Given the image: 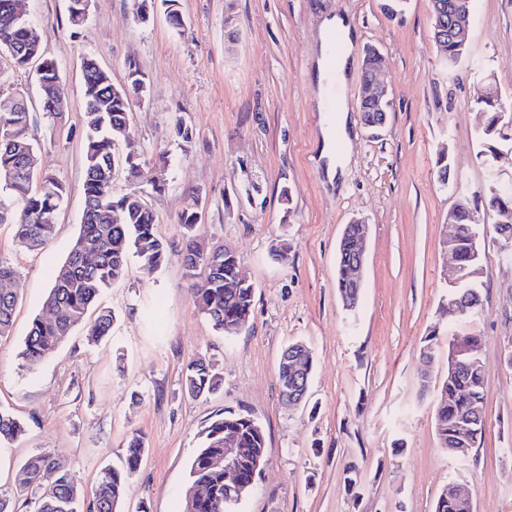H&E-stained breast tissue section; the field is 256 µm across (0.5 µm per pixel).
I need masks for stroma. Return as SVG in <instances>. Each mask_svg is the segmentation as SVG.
I'll return each mask as SVG.
<instances>
[{
	"label": "stroma",
	"mask_w": 512,
	"mask_h": 512,
	"mask_svg": "<svg viewBox=\"0 0 512 512\" xmlns=\"http://www.w3.org/2000/svg\"><path fill=\"white\" fill-rule=\"evenodd\" d=\"M69 0H21L43 30L45 57L69 92L57 118L43 112L34 68L0 62V93H21L39 143V167L66 188L53 235L41 249L19 245L0 224V260L16 271L10 336L0 338V408L25 424L0 445V487L21 464L50 454L92 500L104 467H122L126 443L146 448L128 479L123 512H182L199 433L224 411L250 414L265 434V462L237 512H433L442 490L469 484L475 512H512V258L481 212L482 302L460 321L450 315L444 242L448 213L490 180L512 182V140L499 141L494 173L477 153L485 116L474 107L488 83L512 101V0H476L467 60L444 62L432 39L430 0H406L388 15L383 0H180L185 26L164 13L138 22L131 0H92L87 21L68 23ZM354 21L357 39L345 99L352 131L349 163L329 184L318 158L321 137L313 79L321 23ZM384 59L392 94L385 127L360 120L367 46ZM94 58L122 83L129 62L148 78L133 99L128 138L165 184L153 190L116 170V193H139L167 243L154 272L129 257L124 279L106 289L40 364L21 356L33 319L44 312L52 277L67 257L84 208L82 62ZM190 130L179 145L174 129ZM453 165L448 183L437 160ZM293 192L291 205L280 198ZM200 204L199 240L231 247L254 286L241 333L216 332L194 304L180 248L178 217ZM368 227L357 308L336 289L339 241L352 218ZM112 330L91 342L98 310ZM479 337L487 370L486 426L479 447L460 460L439 448L433 411L448 377V341ZM314 356L307 400L281 399L278 368L289 343ZM210 358L224 383L194 399L183 391L187 365ZM356 485H349V478Z\"/></svg>",
	"instance_id": "obj_1"
}]
</instances>
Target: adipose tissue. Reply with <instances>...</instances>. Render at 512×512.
<instances>
[{"instance_id":"1","label":"adipose tissue","mask_w":512,"mask_h":512,"mask_svg":"<svg viewBox=\"0 0 512 512\" xmlns=\"http://www.w3.org/2000/svg\"><path fill=\"white\" fill-rule=\"evenodd\" d=\"M340 37L342 50L333 63L318 61L315 76L318 85V108L323 111L321 127L322 143L319 152L324 159V174L327 181H335L343 174L349 158L334 150L335 138L347 137L350 127L348 108L344 90L350 72V54L354 46L355 28L348 18L332 16L322 24V41L330 43L333 37Z\"/></svg>"}]
</instances>
